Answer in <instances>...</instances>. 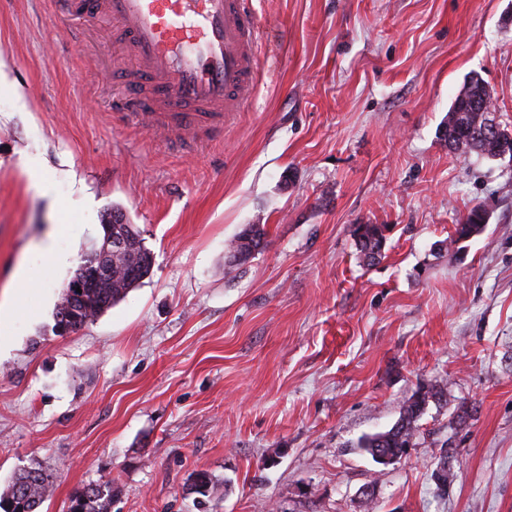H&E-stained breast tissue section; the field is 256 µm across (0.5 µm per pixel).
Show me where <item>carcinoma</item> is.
Listing matches in <instances>:
<instances>
[{
  "instance_id": "1",
  "label": "carcinoma",
  "mask_w": 512,
  "mask_h": 512,
  "mask_svg": "<svg viewBox=\"0 0 512 512\" xmlns=\"http://www.w3.org/2000/svg\"><path fill=\"white\" fill-rule=\"evenodd\" d=\"M488 93L481 78L469 77L463 89L452 103L446 121L440 128L441 139L453 147L462 142L465 153H477L487 157L503 154L500 144L492 141L484 132L483 125L488 113L477 112L472 102ZM484 210L476 205L463 214L454 225L453 235L448 237V246L466 242L485 229ZM356 244L364 261L374 264L384 257L387 237L385 227L380 224H358L355 231ZM264 225L251 224L238 234L227 250L231 266L247 261L263 244ZM152 255L143 241L124 254L110 259L112 274L103 277L98 287L87 295L86 302L78 316L89 324L113 305L123 300L140 283L131 278L133 270L140 272V279L151 273ZM447 384L436 381L420 387L403 402L397 422L388 430L368 434L358 441V448L374 457L378 453L395 456L400 449L410 447L417 431V422L430 403L445 397ZM51 484L39 469H24L15 474L10 484L0 493V512H37L49 495ZM112 504V483L102 482L87 485L82 492L71 499L70 512H107Z\"/></svg>"
}]
</instances>
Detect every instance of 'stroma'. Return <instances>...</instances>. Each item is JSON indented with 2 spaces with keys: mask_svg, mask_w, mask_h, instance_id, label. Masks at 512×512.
Returning <instances> with one entry per match:
<instances>
[{
  "mask_svg": "<svg viewBox=\"0 0 512 512\" xmlns=\"http://www.w3.org/2000/svg\"><path fill=\"white\" fill-rule=\"evenodd\" d=\"M252 15L255 95L193 158L113 110L130 63L110 23L0 0V301L16 304L0 490L40 468L39 512L101 479L110 512H512V160L439 135L473 73L512 126V0H252ZM475 205L484 231L447 250ZM116 208L151 274L57 333ZM251 224L261 249L226 268ZM359 224L388 228L377 264ZM437 380L446 400L404 458L358 448Z\"/></svg>",
  "mask_w": 512,
  "mask_h": 512,
  "instance_id": "stroma-1",
  "label": "stroma"
}]
</instances>
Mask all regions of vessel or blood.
I'll return each instance as SVG.
<instances>
[{
    "mask_svg": "<svg viewBox=\"0 0 512 512\" xmlns=\"http://www.w3.org/2000/svg\"><path fill=\"white\" fill-rule=\"evenodd\" d=\"M112 23L134 67L115 107L186 153L222 134L254 94L250 0H61Z\"/></svg>",
    "mask_w": 512,
    "mask_h": 512,
    "instance_id": "b4317fda",
    "label": "vessel or blood"
}]
</instances>
